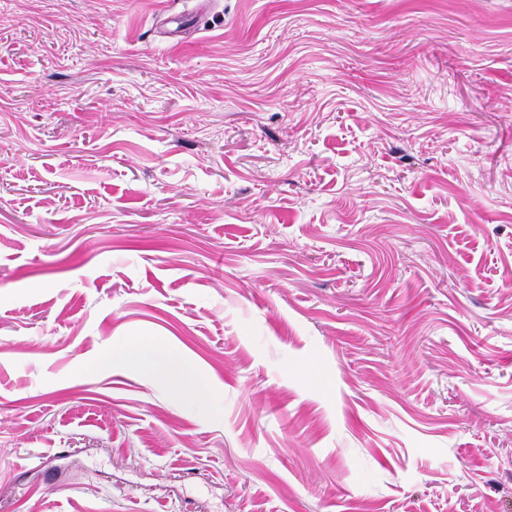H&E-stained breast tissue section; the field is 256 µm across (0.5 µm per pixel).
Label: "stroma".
Returning <instances> with one entry per match:
<instances>
[{"label":"stroma","instance_id":"35a3bbf8","mask_svg":"<svg viewBox=\"0 0 512 512\" xmlns=\"http://www.w3.org/2000/svg\"><path fill=\"white\" fill-rule=\"evenodd\" d=\"M0 512H512V0H0ZM134 358L149 363L156 372L168 376L172 391L179 396H190L205 410L210 409L214 403L211 387L201 379L186 380L181 376L168 375L167 362L169 353L160 347L152 336H129L120 347L102 351L98 358L86 365L89 372L96 371L101 365L108 364L115 359Z\"/></svg>","mask_w":512,"mask_h":512}]
</instances>
